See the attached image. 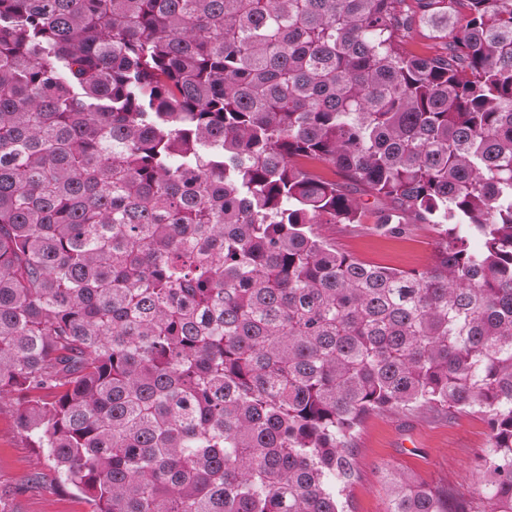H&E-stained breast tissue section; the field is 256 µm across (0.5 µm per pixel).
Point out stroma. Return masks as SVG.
Wrapping results in <instances>:
<instances>
[{"label":"stroma","mask_w":512,"mask_h":512,"mask_svg":"<svg viewBox=\"0 0 512 512\" xmlns=\"http://www.w3.org/2000/svg\"><path fill=\"white\" fill-rule=\"evenodd\" d=\"M378 207L368 204L356 226L325 224L321 234L338 249L367 263L420 270L430 262L438 240L435 227L411 226L395 238L379 231ZM359 477L350 487L354 512H384L388 496L383 473L397 469L420 483L448 485L470 496L479 474L478 457L488 448L481 414L445 410H391L368 416L357 433ZM46 461L17 428L10 401H0V512H91L71 489L48 482Z\"/></svg>","instance_id":"1"}]
</instances>
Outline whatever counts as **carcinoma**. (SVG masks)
<instances>
[{
  "label": "carcinoma",
  "instance_id": "obj_1",
  "mask_svg": "<svg viewBox=\"0 0 512 512\" xmlns=\"http://www.w3.org/2000/svg\"><path fill=\"white\" fill-rule=\"evenodd\" d=\"M353 188L428 266L321 235ZM4 397L92 512H353L421 407L489 463L385 512H512V0H0ZM359 478L349 488L354 512H384L385 470L412 474L420 483L448 485L472 496L478 456L488 448V427L479 413L391 410L368 416L357 433Z\"/></svg>",
  "mask_w": 512,
  "mask_h": 512
}]
</instances>
